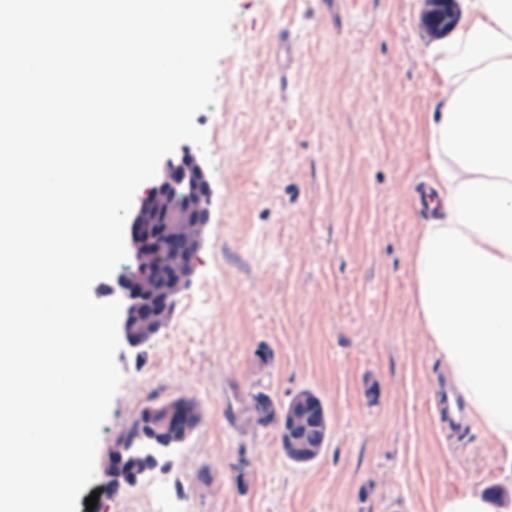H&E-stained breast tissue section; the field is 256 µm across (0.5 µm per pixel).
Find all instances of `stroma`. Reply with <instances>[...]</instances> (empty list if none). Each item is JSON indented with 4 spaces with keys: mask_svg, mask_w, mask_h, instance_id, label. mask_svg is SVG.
Wrapping results in <instances>:
<instances>
[{
    "mask_svg": "<svg viewBox=\"0 0 512 512\" xmlns=\"http://www.w3.org/2000/svg\"><path fill=\"white\" fill-rule=\"evenodd\" d=\"M237 44L198 112L211 196L205 243L170 320L121 345L103 468L138 411L193 399L166 465L78 512H437L466 488L512 494V450L440 410L448 382L415 316L410 258L429 216L426 142L443 85L423 0H234ZM309 389L330 430L312 464L247 419L251 392Z\"/></svg>",
    "mask_w": 512,
    "mask_h": 512,
    "instance_id": "35a3bbf8",
    "label": "stroma"
}]
</instances>
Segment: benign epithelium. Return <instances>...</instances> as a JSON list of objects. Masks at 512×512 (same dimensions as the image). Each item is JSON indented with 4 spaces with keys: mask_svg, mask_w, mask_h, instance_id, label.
I'll use <instances>...</instances> for the list:
<instances>
[{
    "mask_svg": "<svg viewBox=\"0 0 512 512\" xmlns=\"http://www.w3.org/2000/svg\"><path fill=\"white\" fill-rule=\"evenodd\" d=\"M425 4L424 17L434 34L439 35L446 32L455 23L457 19L456 0H425ZM440 16L448 17V23L445 25L437 23V18ZM209 199L210 184L197 154L183 151L167 158L158 171L152 186L138 198L126 220L130 244L136 260L142 261L144 251L150 248L151 243L142 229V222L147 213V204L162 200L166 202L165 208L157 212L155 221L158 224L166 225L169 229L179 224L183 215L191 216L195 228L192 254L196 256L202 247L208 224ZM152 274L153 269L140 267L136 280L120 284L112 290V295L118 297L123 307L121 329L126 343L132 349H138L146 344V340L133 335L132 322L142 317L147 311L140 283L150 278ZM191 276L190 272L177 276L169 284V288L161 290L153 296L155 304L161 308L165 317H170L177 297L190 282ZM123 466V449H113L111 463L104 468L103 478L109 482L114 491L123 487V484L119 482Z\"/></svg>",
    "mask_w": 512,
    "mask_h": 512,
    "instance_id": "7a95c632",
    "label": "benign epithelium"
}]
</instances>
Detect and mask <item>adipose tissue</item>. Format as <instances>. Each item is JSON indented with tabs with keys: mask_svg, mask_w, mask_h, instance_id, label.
Here are the masks:
<instances>
[{
	"mask_svg": "<svg viewBox=\"0 0 512 512\" xmlns=\"http://www.w3.org/2000/svg\"><path fill=\"white\" fill-rule=\"evenodd\" d=\"M429 60L447 89L428 149L445 203L412 254L415 315L471 423L512 449V0H462ZM438 512H512L479 489Z\"/></svg>",
	"mask_w": 512,
	"mask_h": 512,
	"instance_id": "obj_1",
	"label": "adipose tissue"
}]
</instances>
